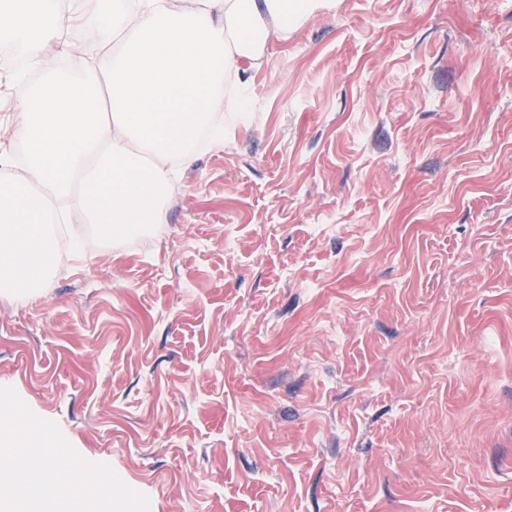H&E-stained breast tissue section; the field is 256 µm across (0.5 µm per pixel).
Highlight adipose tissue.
<instances>
[{"label": "adipose tissue", "mask_w": 512, "mask_h": 512, "mask_svg": "<svg viewBox=\"0 0 512 512\" xmlns=\"http://www.w3.org/2000/svg\"><path fill=\"white\" fill-rule=\"evenodd\" d=\"M334 0H0V41L66 49L67 32L98 26L109 50L86 70L47 73L6 103L27 161L0 179V292L43 288L63 242L33 187L70 198L92 224H159L169 202L167 162L192 160L200 129L224 109L245 112L247 63Z\"/></svg>", "instance_id": "adipose-tissue-1"}]
</instances>
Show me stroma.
Segmentation results:
<instances>
[{
    "label": "stroma",
    "mask_w": 512,
    "mask_h": 512,
    "mask_svg": "<svg viewBox=\"0 0 512 512\" xmlns=\"http://www.w3.org/2000/svg\"><path fill=\"white\" fill-rule=\"evenodd\" d=\"M138 242L0 297V386L149 512H512V0H336Z\"/></svg>",
    "instance_id": "stroma-1"
}]
</instances>
